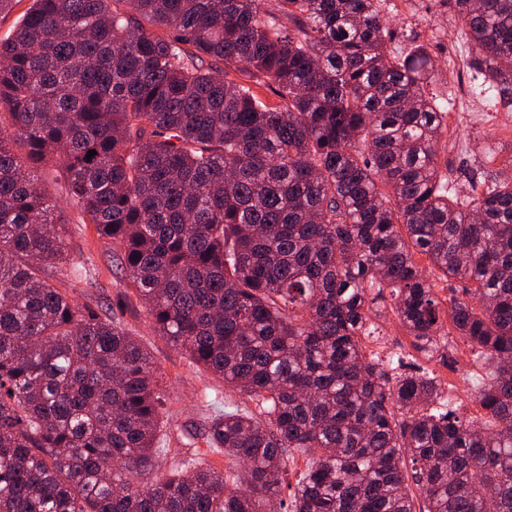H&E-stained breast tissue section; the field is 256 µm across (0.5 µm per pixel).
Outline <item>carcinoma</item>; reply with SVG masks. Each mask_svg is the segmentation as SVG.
I'll list each match as a JSON object with an SVG mask.
<instances>
[{
  "label": "carcinoma",
  "instance_id": "1",
  "mask_svg": "<svg viewBox=\"0 0 512 512\" xmlns=\"http://www.w3.org/2000/svg\"><path fill=\"white\" fill-rule=\"evenodd\" d=\"M448 4L512 94V0ZM391 40L379 0H31L0 38V512H278L295 451L289 512H512V178L457 193L431 54ZM50 164L154 333L255 404L206 436L245 470L161 468L149 352L44 273H83L30 179ZM386 292L416 351L493 363L484 421L364 354Z\"/></svg>",
  "mask_w": 512,
  "mask_h": 512
}]
</instances>
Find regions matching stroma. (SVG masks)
<instances>
[{
	"mask_svg": "<svg viewBox=\"0 0 512 512\" xmlns=\"http://www.w3.org/2000/svg\"><path fill=\"white\" fill-rule=\"evenodd\" d=\"M439 10L438 0H419L418 11L411 15L406 12L403 0H385L383 14L394 33L393 47L405 46L413 39L426 43L424 29ZM448 44V53H441L435 47L430 50L434 82L428 91L448 108L447 130L438 150L440 170L461 190L468 187L474 175L490 166L501 175L512 177V123L491 119L471 129L459 120L462 108L457 102V89L481 82L471 66L477 54L475 45L454 24L448 28ZM34 178L54 204L56 214L62 215L66 222L73 259L84 263L87 270L86 275L76 279L63 277L50 268L47 277L77 302L120 322L150 352L155 373L167 391L166 433L172 456L183 459L199 453L214 468L225 470L229 458L210 452L204 435L217 407L227 403L244 406L247 398L192 363L182 349L150 331L144 304L118 269L111 243L100 238L94 225L83 223L79 207L64 190L61 170L51 165L41 167L35 170ZM372 309L381 334L379 338L366 339V353L384 357L397 354L408 365L434 370L444 383V396L457 414L464 419L479 418L481 411L473 398L455 394L456 379L441 356L428 358L413 348L412 339L401 327L389 300L376 301Z\"/></svg>",
	"mask_w": 512,
	"mask_h": 512,
	"instance_id": "1",
	"label": "stroma"
}]
</instances>
